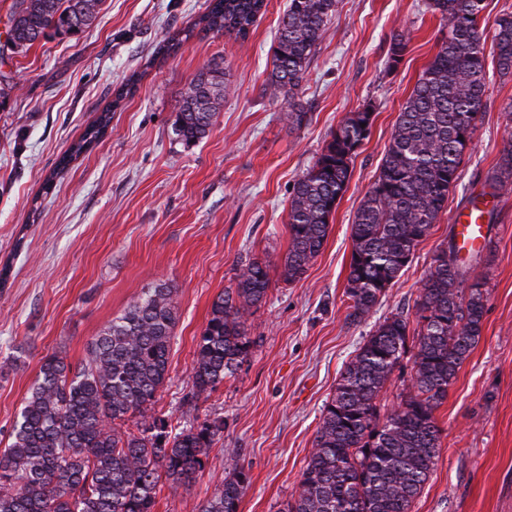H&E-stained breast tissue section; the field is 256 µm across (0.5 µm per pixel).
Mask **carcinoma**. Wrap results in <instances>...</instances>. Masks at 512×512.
Masks as SVG:
<instances>
[{"label": "carcinoma", "instance_id": "1", "mask_svg": "<svg viewBox=\"0 0 512 512\" xmlns=\"http://www.w3.org/2000/svg\"><path fill=\"white\" fill-rule=\"evenodd\" d=\"M103 0H12L14 25L7 49L23 53L35 42L77 35L98 18ZM444 37L401 108L379 174L351 225L352 251L345 295L347 318L377 305L429 236L473 134L486 93L484 0H430ZM266 0H214L199 31L248 34ZM336 10V0H288L267 88L288 96L287 119L303 121L298 95L311 57ZM410 41L396 33L388 60L399 65ZM498 71L512 74V13L493 24ZM224 98V68L196 72L178 102L174 134L186 143L206 137ZM110 122L101 114L72 147L79 155ZM373 112L348 113L313 166L299 177L288 209L290 242L282 277L301 279L320 254L330 217L350 179L355 148L370 134ZM433 257L414 302L374 325L340 373L323 407L299 490L284 512H412L441 448L435 411L478 342L486 289L448 250ZM267 267L251 261L213 301L199 336L192 395H209L249 355L248 316L267 296ZM178 320L175 291L150 289L112 320L72 370L54 352L42 358L38 379L0 453V512H154L164 488L189 487L202 473L224 420L167 431L156 412L169 373ZM412 355L411 384L386 415L377 400L394 369ZM250 485L236 470L198 505V512H238Z\"/></svg>", "mask_w": 512, "mask_h": 512}]
</instances>
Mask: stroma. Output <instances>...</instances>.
<instances>
[{
  "instance_id": "35a3bbf8",
  "label": "stroma",
  "mask_w": 512,
  "mask_h": 512,
  "mask_svg": "<svg viewBox=\"0 0 512 512\" xmlns=\"http://www.w3.org/2000/svg\"><path fill=\"white\" fill-rule=\"evenodd\" d=\"M12 0H0V451L39 373L60 351L85 360L100 331L153 287L176 290L178 322L160 414L194 425L219 416L224 435L189 488L164 489L156 512H193L234 469L251 484L239 512H282L297 494L324 405L375 323L412 309L456 211L487 191L512 147V76L487 62L486 106L430 235L358 323L346 315L350 226L374 182L399 112L443 34L429 0H337L288 124V100L266 80L288 0H268L246 37H187L210 0H103L82 33L5 50ZM411 40L386 65L394 33ZM181 36L173 51L165 44ZM219 61L224 102L204 139L172 131L195 73ZM124 98H117L118 90ZM371 109L368 139L307 273L281 276L295 181L347 113ZM105 134L72 145L102 112ZM479 252L461 254L485 281L481 337L435 412L441 450L412 512H512V179L496 199ZM268 266L271 289L248 321L252 348L233 376L190 404L197 340L213 300L242 264Z\"/></svg>"
}]
</instances>
